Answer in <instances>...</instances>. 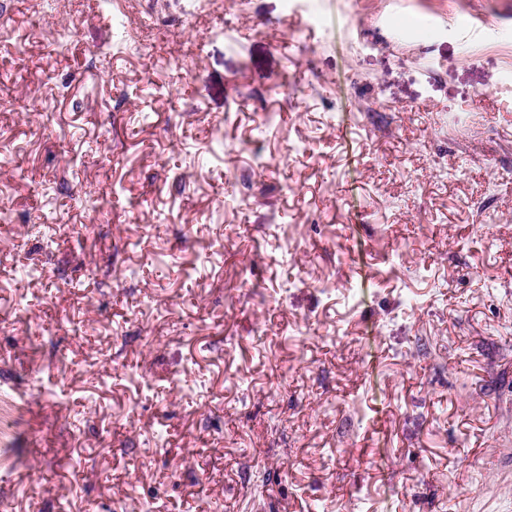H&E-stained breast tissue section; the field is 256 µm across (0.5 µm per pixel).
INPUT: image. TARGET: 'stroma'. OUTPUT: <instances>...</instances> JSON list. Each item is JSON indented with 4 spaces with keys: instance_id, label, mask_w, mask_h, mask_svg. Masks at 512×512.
Wrapping results in <instances>:
<instances>
[{
    "instance_id": "1",
    "label": "stroma",
    "mask_w": 512,
    "mask_h": 512,
    "mask_svg": "<svg viewBox=\"0 0 512 512\" xmlns=\"http://www.w3.org/2000/svg\"><path fill=\"white\" fill-rule=\"evenodd\" d=\"M188 8L0 0V512H512V0Z\"/></svg>"
}]
</instances>
